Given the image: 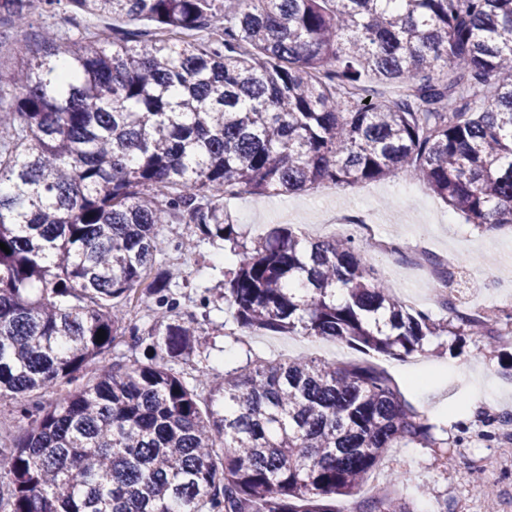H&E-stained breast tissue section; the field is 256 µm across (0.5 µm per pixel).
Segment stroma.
I'll use <instances>...</instances> for the list:
<instances>
[{
  "label": "stroma",
  "instance_id": "1",
  "mask_svg": "<svg viewBox=\"0 0 512 512\" xmlns=\"http://www.w3.org/2000/svg\"><path fill=\"white\" fill-rule=\"evenodd\" d=\"M224 205L253 235L275 224L296 229L316 223L322 211L329 208L353 215L364 209L373 210L380 236L404 245L419 241L438 255L452 250L466 260L469 289L465 301L477 309L500 308L502 280L512 274V230L484 232L460 222L422 182L401 173L336 189L326 199L317 198L311 191L278 196L241 193L225 197ZM161 258L181 271L171 285L181 316L192 315L206 324L207 334L194 356L173 366L189 385L196 387L202 408H209L210 397L206 388L198 384L201 374L243 365L251 352L267 359L353 358V350L330 338L268 336L240 329L225 334L224 302L216 291L222 275L214 247L195 241L184 252L164 248ZM365 258L401 299L444 316L429 283L409 269L402 256L371 251ZM486 342L483 336H469L461 342L442 336L430 340L424 353L382 361L405 400L434 422L448 427V447L391 448L372 472L415 512H512V466L486 469V461L498 457L500 448L498 442L484 439L486 422L481 414L488 402L512 410V374L506 369L512 363V354L487 353ZM228 348L235 351L229 361L224 358ZM462 423L467 424L469 432L460 447L456 440Z\"/></svg>",
  "mask_w": 512,
  "mask_h": 512
}]
</instances>
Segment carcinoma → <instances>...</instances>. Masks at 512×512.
I'll list each match as a JSON object with an SVG mask.
<instances>
[{
  "mask_svg": "<svg viewBox=\"0 0 512 512\" xmlns=\"http://www.w3.org/2000/svg\"><path fill=\"white\" fill-rule=\"evenodd\" d=\"M61 3L127 27L1 32ZM0 46L17 64L0 65V400L28 420L0 431V512H336L386 449L448 444L370 359L476 330L493 348L512 307L468 314L445 272L438 319L366 265L371 241L250 237L224 196L402 171L477 229L511 225L512 0H0ZM164 224L229 250L237 328L367 360L256 356L202 380L201 410L169 366L206 330L171 321L180 271L156 256L183 242ZM139 290L148 330L123 308ZM119 340L153 355L109 363Z\"/></svg>",
  "mask_w": 512,
  "mask_h": 512,
  "instance_id": "cac0c4a2",
  "label": "carcinoma"
}]
</instances>
